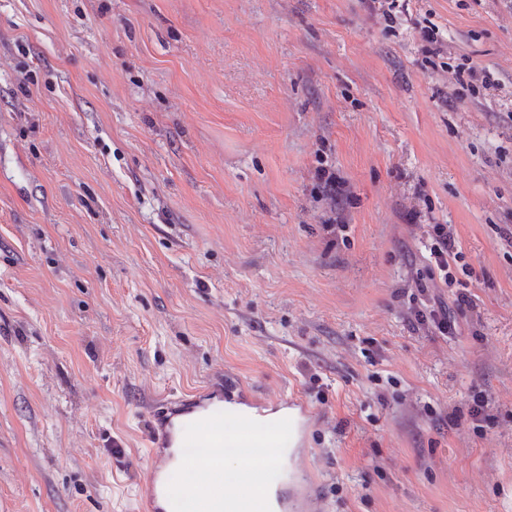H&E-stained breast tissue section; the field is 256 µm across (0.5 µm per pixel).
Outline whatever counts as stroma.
Instances as JSON below:
<instances>
[{
  "label": "stroma",
  "mask_w": 512,
  "mask_h": 512,
  "mask_svg": "<svg viewBox=\"0 0 512 512\" xmlns=\"http://www.w3.org/2000/svg\"><path fill=\"white\" fill-rule=\"evenodd\" d=\"M228 378L320 512H512V0H0V512H140ZM431 226L432 247L430 248L431 277H434L433 269L440 272V279L446 287L454 284L456 279L451 272V262H456L461 254L457 251L456 239L448 224H433ZM206 394L170 402L162 401L153 406L151 417L156 427L153 429L149 447V475L145 486V495L151 512L166 510V483L163 474L172 455L171 449L183 448V426L214 413L224 412L223 400L216 396L201 400ZM200 414L203 415L199 416Z\"/></svg>",
  "instance_id": "stroma-1"
}]
</instances>
